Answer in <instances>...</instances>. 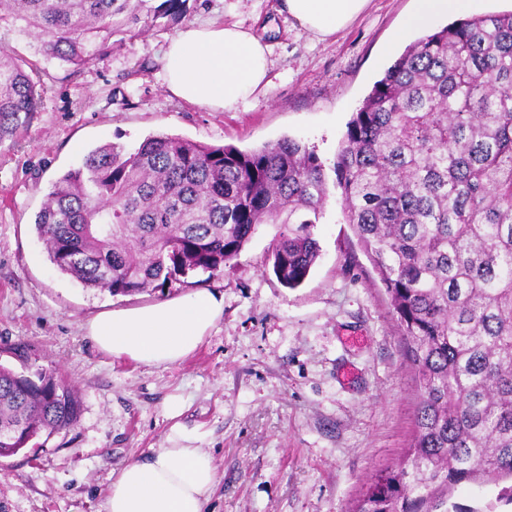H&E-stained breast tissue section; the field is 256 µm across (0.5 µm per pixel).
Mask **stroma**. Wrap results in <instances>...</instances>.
<instances>
[{
	"label": "stroma",
	"mask_w": 512,
	"mask_h": 512,
	"mask_svg": "<svg viewBox=\"0 0 512 512\" xmlns=\"http://www.w3.org/2000/svg\"><path fill=\"white\" fill-rule=\"evenodd\" d=\"M415 0H371L345 30L313 38L280 0H189L182 24L237 23L270 49L269 83L234 112L172 97L163 84L173 31H150L77 74L5 41L42 72L43 105L0 144V363L44 369L78 391L77 423L37 447L0 457V512H103L112 475L170 447L173 426L195 432L217 482L207 512H354L374 478L414 434V371L385 288L343 220L332 167L347 124L394 63L383 48ZM166 133L243 151L284 137L324 164L320 256L298 288L272 272L279 225L264 224L214 277L164 291L111 295L49 260L34 221L51 182L92 148L134 149ZM224 296V316L179 364L147 367L99 351L83 330L103 310L198 290ZM178 400L181 413L166 407Z\"/></svg>",
	"instance_id": "stroma-1"
}]
</instances>
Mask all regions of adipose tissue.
<instances>
[{"label":"adipose tissue","mask_w":512,"mask_h":512,"mask_svg":"<svg viewBox=\"0 0 512 512\" xmlns=\"http://www.w3.org/2000/svg\"><path fill=\"white\" fill-rule=\"evenodd\" d=\"M370 0H283V9L310 34L326 38L350 25ZM479 0H416L404 31L426 28L441 15L472 11ZM269 48L243 26L191 23L169 42L164 81L180 100L232 111L266 86ZM224 314V297L200 292L150 305L102 311L84 324L94 346L112 357L161 366L183 361ZM175 447L127 463L113 480L103 512H206L216 466L193 433L175 429Z\"/></svg>","instance_id":"obj_1"}]
</instances>
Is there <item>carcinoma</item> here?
I'll return each instance as SVG.
<instances>
[{"label": "carcinoma", "mask_w": 512, "mask_h": 512, "mask_svg": "<svg viewBox=\"0 0 512 512\" xmlns=\"http://www.w3.org/2000/svg\"><path fill=\"white\" fill-rule=\"evenodd\" d=\"M0 0V31L78 72L186 0ZM35 64L0 49V144L40 109ZM344 220L389 296L415 367L414 436L356 512H478L461 483L512 480V12L459 19L408 46L348 122L334 164ZM328 196L296 139L252 151L166 134L109 143L54 180L34 227L51 263L129 295L220 273L261 224H280L272 271L304 283ZM0 364V448L73 426L78 393L51 372Z\"/></svg>", "instance_id": "1"}]
</instances>
